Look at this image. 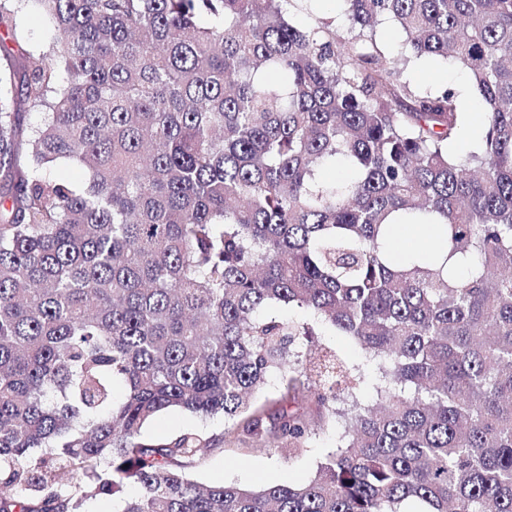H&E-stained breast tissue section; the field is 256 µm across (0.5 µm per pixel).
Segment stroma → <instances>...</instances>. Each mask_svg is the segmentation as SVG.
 Here are the masks:
<instances>
[{
    "label": "stroma",
    "mask_w": 512,
    "mask_h": 512,
    "mask_svg": "<svg viewBox=\"0 0 512 512\" xmlns=\"http://www.w3.org/2000/svg\"><path fill=\"white\" fill-rule=\"evenodd\" d=\"M409 73L413 85L422 91L455 89L470 84L466 74L443 59L415 63ZM316 331L313 342L299 341L298 351H307L312 345L331 350L361 378L360 387L353 396L345 397L342 409H350L356 403H376V389L381 384L379 361L349 337L337 335L328 326H317ZM259 401L264 409L263 422L267 425L285 411L305 415L311 431L300 447L285 444L271 448L262 438L237 429L232 421L204 420L180 409L166 411L151 420L144 427L142 437L147 441H163L184 432L200 434L209 443L193 472L194 479L201 483L225 481L256 488L282 482L295 485L307 482L325 457L340 444L345 426L343 418L328 415L323 407L304 396L287 394L276 374L268 376Z\"/></svg>",
    "instance_id": "35a3bbf8"
}]
</instances>
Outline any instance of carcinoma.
<instances>
[{
	"label": "carcinoma",
	"mask_w": 512,
	"mask_h": 512,
	"mask_svg": "<svg viewBox=\"0 0 512 512\" xmlns=\"http://www.w3.org/2000/svg\"><path fill=\"white\" fill-rule=\"evenodd\" d=\"M292 2L0 0V512L129 485L121 512H512V0H337L344 30L294 25ZM29 7L53 29L39 58ZM448 57L483 101L464 159L455 92L408 77ZM433 221L393 259L394 223ZM273 306L387 364L378 403L301 485L199 483L198 434L142 441L161 412L276 448L310 427L253 416L270 374L334 415L360 384L293 353L313 332ZM479 113H474L472 115V121H470V126L465 134V139L471 140L473 144H476L479 142V126H478V117ZM464 124L463 128L460 131L459 135L457 136L456 140L454 141L452 151L453 153L460 158H464L468 156L472 151H475L476 148L474 145H466L465 139H464Z\"/></svg>",
	"instance_id": "obj_1"
}]
</instances>
